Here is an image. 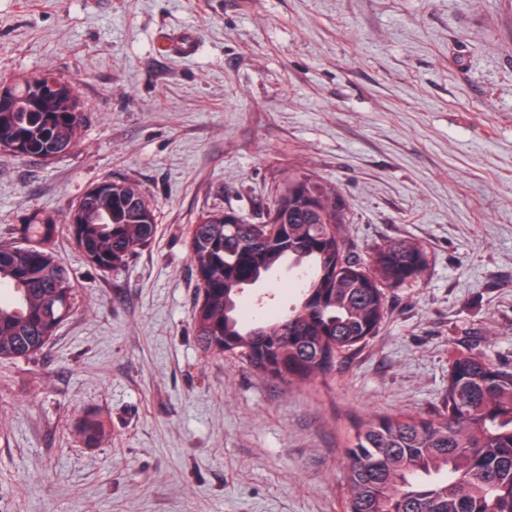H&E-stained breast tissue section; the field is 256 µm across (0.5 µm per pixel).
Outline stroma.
I'll use <instances>...</instances> for the list:
<instances>
[{
  "label": "stroma",
  "mask_w": 512,
  "mask_h": 512,
  "mask_svg": "<svg viewBox=\"0 0 512 512\" xmlns=\"http://www.w3.org/2000/svg\"><path fill=\"white\" fill-rule=\"evenodd\" d=\"M39 75L74 82L84 124L50 161L0 150V241L114 177L158 231L108 273L54 240L76 298L0 361V512H345L354 421L442 410L460 353L512 370V0H0V81ZM296 171L341 191L353 251L409 237L430 269L288 385L200 348L189 244L205 210L260 221ZM75 433L88 447H98L107 440V427L96 413L82 416L75 425Z\"/></svg>",
  "instance_id": "35a3bbf8"
}]
</instances>
